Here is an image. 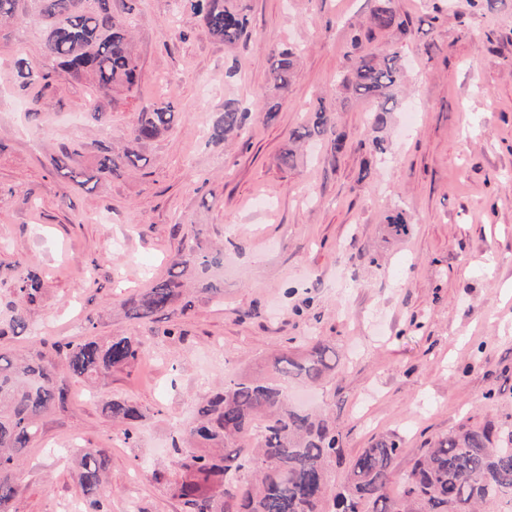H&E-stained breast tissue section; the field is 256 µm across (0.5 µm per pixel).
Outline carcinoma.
<instances>
[{"instance_id": "cac0c4a2", "label": "carcinoma", "mask_w": 512, "mask_h": 512, "mask_svg": "<svg viewBox=\"0 0 512 512\" xmlns=\"http://www.w3.org/2000/svg\"><path fill=\"white\" fill-rule=\"evenodd\" d=\"M188 2L199 21L224 43L235 45L248 35L243 0ZM3 23L32 24L40 33L49 68L18 60L16 76L25 85L35 78L48 85L64 74L86 76L106 93H131L139 83V64L131 45V6L119 13L112 0H0ZM404 27L391 0H380L366 31L356 30L350 37L348 68L339 87L373 102L370 124L374 130L383 128L395 111L404 70L398 49L369 53L365 43L377 32ZM298 58L299 49L290 43L275 50L267 72V84L275 92L288 91ZM176 117L170 102L144 107L130 131L129 145L101 146L90 169L71 164L80 155L79 146H64L52 158L54 170L84 188L102 176L137 169L144 157L136 146L167 131ZM250 120L249 108L227 102L211 139L220 142L243 130ZM325 134L331 135L333 150L343 149L345 136L336 132L331 112L321 104L305 124L291 131L289 142L303 143ZM384 221L394 234H407L405 210L393 209ZM223 261L221 251L203 249L200 230L192 229L167 276L124 301L126 316L136 320L168 317L191 287L224 298V285L213 275ZM15 291L11 315L0 326V336L27 333L30 309L42 298V279L28 270L17 278ZM50 349L64 361L66 375L43 363L40 355L0 353V512H15L12 504L21 493L23 453L41 436L43 415L66 409L68 379L93 383L113 369L138 361L143 343L136 336L105 340L92 336L80 343L55 341ZM335 370L336 351L319 343L302 357L282 351L270 360L266 373L233 379L213 392L186 431L188 447L175 449L171 490L186 512H326L329 499L331 512H479L496 501L512 504V430L491 420L463 424L434 441L402 476L395 497L390 489L402 450V439L395 433L382 435L362 449L348 463L340 486L331 488L329 468L343 460L336 424L323 414L291 405L280 380L315 383ZM106 411L123 426L124 439L132 440L141 417L139 408L129 400L114 399ZM108 464L103 449H79V482L87 495L84 512H110L107 499L99 496Z\"/></svg>"}]
</instances>
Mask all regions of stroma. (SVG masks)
Segmentation results:
<instances>
[{
	"label": "stroma",
	"instance_id": "35a3bbf8",
	"mask_svg": "<svg viewBox=\"0 0 512 512\" xmlns=\"http://www.w3.org/2000/svg\"><path fill=\"white\" fill-rule=\"evenodd\" d=\"M244 2L249 35L227 45L176 0H134L142 77L130 95L71 77L22 85L14 63H42L39 33L0 27V317L19 272L44 282L28 333L0 338V350L35 356L44 341L91 335L138 336L145 348L96 385L69 379L67 408L44 416L25 456L18 512L81 503L74 464L58 451L89 444L109 457L102 492L112 512L131 501L139 512H182L153 472L172 471V443L211 386L262 371L285 345L335 349V375L287 389L335 417L346 458L399 434L395 476L461 424L512 426V185L503 183L512 176V0H393L408 27L371 48L398 47L407 68L399 108L377 133L387 151L367 175L370 106L336 81L352 27L377 0ZM286 42L304 53L280 95L266 72ZM161 100L178 116L141 146L143 168L91 189L53 172L61 146L80 144L77 162L89 167L100 145H128L140 110ZM229 100L250 108L251 121L212 141ZM321 104L343 151L318 137L285 166L290 131ZM95 111L101 124L87 119ZM397 207L408 235L384 222ZM192 225L205 248L224 250L223 299L194 293L169 322L129 319L124 299L166 275ZM169 323L176 336H163ZM115 398L140 409L133 442L105 409Z\"/></svg>",
	"mask_w": 512,
	"mask_h": 512
}]
</instances>
